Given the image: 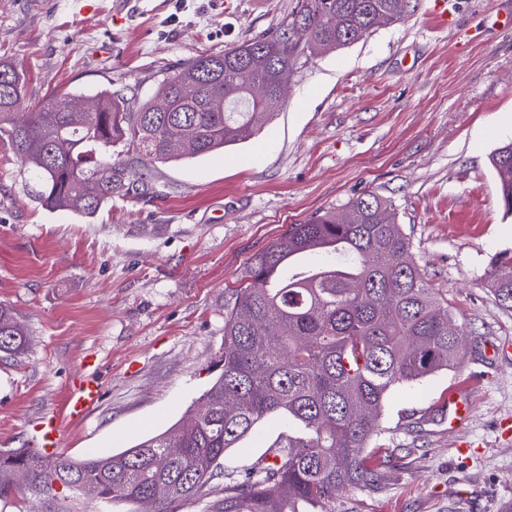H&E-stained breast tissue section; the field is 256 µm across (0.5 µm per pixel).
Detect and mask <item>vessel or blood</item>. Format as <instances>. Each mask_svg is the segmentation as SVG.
I'll return each instance as SVG.
<instances>
[{"label":"vessel or blood","instance_id":"vessel-or-blood-1","mask_svg":"<svg viewBox=\"0 0 512 512\" xmlns=\"http://www.w3.org/2000/svg\"><path fill=\"white\" fill-rule=\"evenodd\" d=\"M91 359L81 362L83 372L74 380L62 411L43 416L36 428L35 442L43 451L59 447L68 425L83 421L99 404L102 386L90 370ZM448 421L457 425L471 412V399L465 388L449 390L446 400Z\"/></svg>","mask_w":512,"mask_h":512}]
</instances>
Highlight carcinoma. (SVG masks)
<instances>
[{"label":"carcinoma","instance_id":"cac0c4a2","mask_svg":"<svg viewBox=\"0 0 512 512\" xmlns=\"http://www.w3.org/2000/svg\"><path fill=\"white\" fill-rule=\"evenodd\" d=\"M412 0H296L288 21L184 63L140 101L101 90L53 94L19 111L24 78L0 61V138L42 183L51 209L91 216L125 177L193 159L255 137L276 115L299 59L359 42L415 10ZM191 86L194 97L181 89ZM139 156L132 169L112 159ZM500 201L512 215V141L492 156ZM391 200L360 195L338 213L293 224L255 252L250 283L224 303L220 373L191 417L106 458L0 449V501L38 497L46 512H73L90 496L153 512H177L224 479V498L204 512H328L345 488H374L394 458L368 449L389 390L459 368L460 325L412 260ZM512 309V255L487 280ZM26 328L0 305V355L16 356ZM288 417L264 456L224 469V453L262 420Z\"/></svg>","mask_w":512,"mask_h":512}]
</instances>
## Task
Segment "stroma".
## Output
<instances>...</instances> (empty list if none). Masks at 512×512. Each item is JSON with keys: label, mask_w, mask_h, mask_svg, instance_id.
Instances as JSON below:
<instances>
[{"label": "stroma", "mask_w": 512, "mask_h": 512, "mask_svg": "<svg viewBox=\"0 0 512 512\" xmlns=\"http://www.w3.org/2000/svg\"><path fill=\"white\" fill-rule=\"evenodd\" d=\"M508 0H420L335 52L300 59L275 119L248 143L157 165L90 218L53 210L0 141V303L29 334L0 357V448H29L66 400L82 357L103 396L62 452L109 456L185 420L210 387L224 303L249 257L292 224L351 199H390L412 258L463 325L467 356L392 388L374 448L399 457L378 488L340 491L331 512H512V310L486 286L512 254L489 157L512 140ZM295 0H0V58L26 75L23 107L55 92L151 97L180 63L265 32ZM498 342L499 358L484 354ZM466 385L462 425L440 416ZM264 421L226 469L262 456Z\"/></svg>", "instance_id": "1"}]
</instances>
